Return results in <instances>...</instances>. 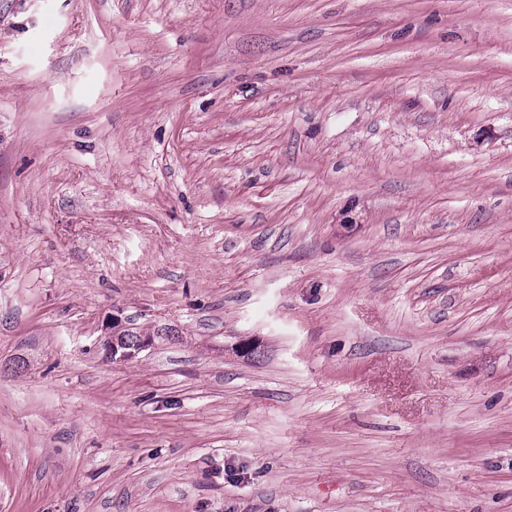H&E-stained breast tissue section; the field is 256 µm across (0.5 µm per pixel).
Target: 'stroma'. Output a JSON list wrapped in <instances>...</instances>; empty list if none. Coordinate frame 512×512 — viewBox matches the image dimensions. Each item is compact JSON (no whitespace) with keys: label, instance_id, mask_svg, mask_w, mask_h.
Wrapping results in <instances>:
<instances>
[{"label":"stroma","instance_id":"obj_1","mask_svg":"<svg viewBox=\"0 0 512 512\" xmlns=\"http://www.w3.org/2000/svg\"><path fill=\"white\" fill-rule=\"evenodd\" d=\"M0 512H512V0H0ZM117 335L120 336V338H124L125 342L133 345L136 340L139 339L140 334L129 330H124L119 332ZM154 342L153 336L147 335V336H140V339L136 342L135 346L128 350L125 347L127 345L123 343L120 339H117L115 336L112 337L109 336L108 340L105 342L104 347L106 351V355L111 358L112 360H126L134 357L137 353H139L141 350L145 349L146 347L152 345ZM117 355H119L117 357Z\"/></svg>","mask_w":512,"mask_h":512}]
</instances>
